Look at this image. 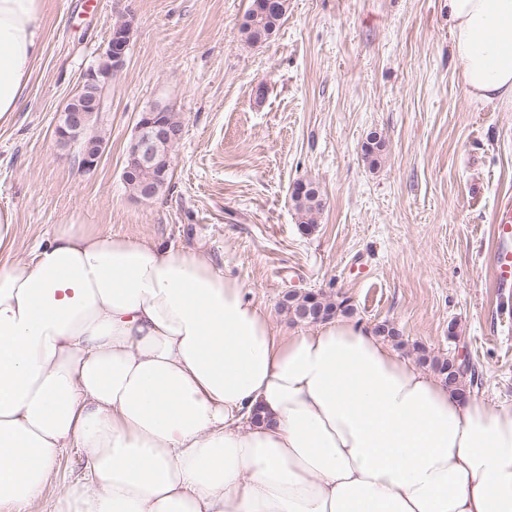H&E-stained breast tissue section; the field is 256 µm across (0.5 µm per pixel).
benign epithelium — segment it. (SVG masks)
I'll return each mask as SVG.
<instances>
[{
    "label": "benign epithelium",
    "instance_id": "7a95c632",
    "mask_svg": "<svg viewBox=\"0 0 512 512\" xmlns=\"http://www.w3.org/2000/svg\"><path fill=\"white\" fill-rule=\"evenodd\" d=\"M131 32L132 27L129 22L122 27L112 29L104 49V54L111 61L110 70L96 72L91 69L84 74L83 80L108 86L112 82V75L122 70L125 65ZM98 107L99 104L96 101L88 104L74 98L67 104L55 128V135L59 141L82 138L79 165L88 171L98 165L105 152V143L100 139L82 137L86 112ZM164 111L165 101L158 100L147 109V114L139 116L134 136L127 150L128 161L123 171L124 179L135 177L139 170L152 164L159 154L181 140L183 127L163 120L162 112Z\"/></svg>",
    "mask_w": 512,
    "mask_h": 512
}]
</instances>
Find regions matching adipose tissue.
I'll use <instances>...</instances> for the list:
<instances>
[{
  "mask_svg": "<svg viewBox=\"0 0 512 512\" xmlns=\"http://www.w3.org/2000/svg\"><path fill=\"white\" fill-rule=\"evenodd\" d=\"M45 0H0V124ZM470 103L512 111V0H448ZM0 209V512L84 453L56 512H512V404L460 396L339 316L273 329L197 253Z\"/></svg>",
  "mask_w": 512,
  "mask_h": 512,
  "instance_id": "obj_1",
  "label": "adipose tissue"
}]
</instances>
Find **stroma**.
I'll return each mask as SVG.
<instances>
[{
  "instance_id": "35a3bbf8",
  "label": "stroma",
  "mask_w": 512,
  "mask_h": 512,
  "mask_svg": "<svg viewBox=\"0 0 512 512\" xmlns=\"http://www.w3.org/2000/svg\"><path fill=\"white\" fill-rule=\"evenodd\" d=\"M250 4L47 0L45 52L0 125V208L14 212L18 254L71 218L156 238L222 268L273 325L291 321L289 290L344 299L359 323H390L407 355L468 356L476 396L512 404V293L489 268L494 207L512 197V112L466 98L447 0H288L253 46L240 31ZM119 19L133 23L127 62L105 93V153L85 173L55 127ZM159 99L184 134L145 202L122 172ZM300 181L325 202L308 234L290 197Z\"/></svg>"
}]
</instances>
